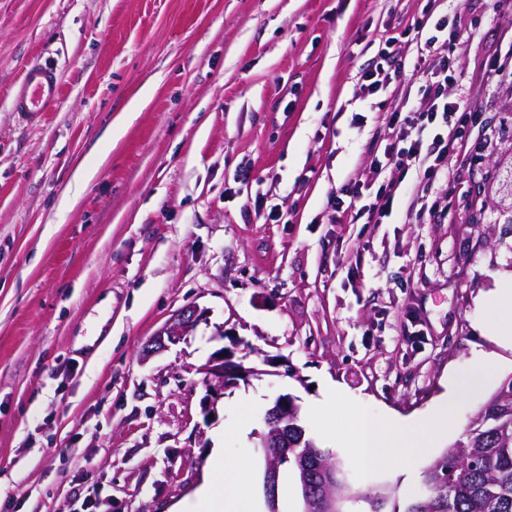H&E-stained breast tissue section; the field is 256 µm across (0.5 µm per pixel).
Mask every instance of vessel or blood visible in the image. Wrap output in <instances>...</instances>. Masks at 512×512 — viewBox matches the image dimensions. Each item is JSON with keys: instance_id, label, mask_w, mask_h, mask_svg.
I'll use <instances>...</instances> for the list:
<instances>
[{"instance_id": "vessel-or-blood-1", "label": "vessel or blood", "mask_w": 512, "mask_h": 512, "mask_svg": "<svg viewBox=\"0 0 512 512\" xmlns=\"http://www.w3.org/2000/svg\"><path fill=\"white\" fill-rule=\"evenodd\" d=\"M60 97V78L55 66L33 58L24 67L11 94V109L29 125L39 123Z\"/></svg>"}]
</instances>
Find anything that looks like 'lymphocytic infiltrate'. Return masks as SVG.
Instances as JSON below:
<instances>
[{
  "label": "lymphocytic infiltrate",
  "mask_w": 512,
  "mask_h": 512,
  "mask_svg": "<svg viewBox=\"0 0 512 512\" xmlns=\"http://www.w3.org/2000/svg\"><path fill=\"white\" fill-rule=\"evenodd\" d=\"M463 36L457 14L436 17L425 12L399 35L387 37L374 68L362 72L364 95L388 91L395 60L412 45L423 46L411 76L418 84L417 92L412 97L403 96L389 113L384 147L371 161L374 174L383 175L384 180L373 193L357 182L343 185L330 200L338 220L383 223L395 201L404 196L416 220L424 219L434 183L449 177V153L465 152L479 118L477 106L448 92V84L457 73L455 52ZM410 175L415 183L407 193L402 184Z\"/></svg>",
  "instance_id": "1"
}]
</instances>
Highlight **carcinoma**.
Returning <instances> with one entry per match:
<instances>
[{
    "label": "carcinoma",
    "mask_w": 512,
    "mask_h": 512,
    "mask_svg": "<svg viewBox=\"0 0 512 512\" xmlns=\"http://www.w3.org/2000/svg\"><path fill=\"white\" fill-rule=\"evenodd\" d=\"M293 425L297 443L289 445L288 457L279 460V467L285 469L287 460L315 446L297 414ZM325 462L336 467L347 484L344 500L363 501L366 512H512V377L500 383L473 417L464 439L425 467L420 488L410 499H401L391 484L363 493L342 462L329 458Z\"/></svg>",
    "instance_id": "cac0c4a2"
}]
</instances>
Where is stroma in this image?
<instances>
[{"label": "stroma", "instance_id": "1", "mask_svg": "<svg viewBox=\"0 0 512 512\" xmlns=\"http://www.w3.org/2000/svg\"><path fill=\"white\" fill-rule=\"evenodd\" d=\"M427 0H0V512H73L96 488L110 512H171L200 486L211 450L250 465L267 512L264 460L229 435L257 393L254 431L292 396L320 451L364 492L410 497L428 462L462 439L512 376L489 341L512 277V87L477 93L483 123L451 155L450 216L399 203L389 223L340 224L329 199L370 162L394 100L363 97L385 35ZM470 38L466 94L512 28L504 0H449ZM34 56L59 71V106L22 123L8 90ZM293 110H286V102ZM136 114L117 136L111 122ZM277 207L279 222L267 219ZM206 321L146 348L178 309ZM249 368L206 398L221 356ZM483 368L448 433L416 432L409 472L361 468L309 406L409 418L448 374Z\"/></svg>", "mask_w": 512, "mask_h": 512}]
</instances>
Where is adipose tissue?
<instances>
[{"mask_svg":"<svg viewBox=\"0 0 512 512\" xmlns=\"http://www.w3.org/2000/svg\"><path fill=\"white\" fill-rule=\"evenodd\" d=\"M481 381L480 374L462 380L449 377L447 390L427 411L412 419L388 416L377 421L363 414H355L344 421L328 420L339 395L329 390L324 398L313 403L314 417L328 438L353 449L359 464L367 470L389 467H407L416 448L410 434L416 429H430L441 434L448 429V416L456 403L475 392ZM250 497L249 482L238 465L227 460H215L194 495L197 512H232L234 504Z\"/></svg>","mask_w":512,"mask_h":512,"instance_id":"obj_1","label":"adipose tissue"}]
</instances>
